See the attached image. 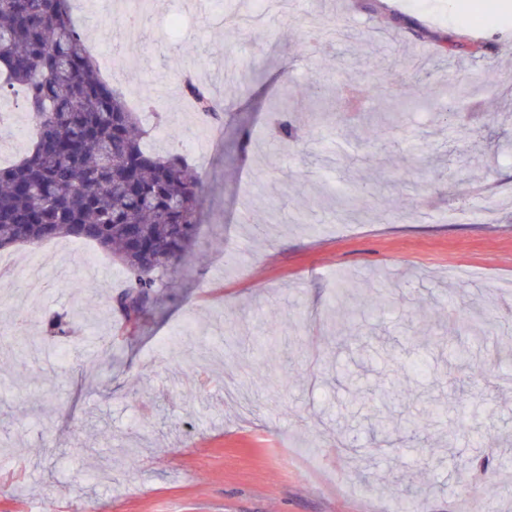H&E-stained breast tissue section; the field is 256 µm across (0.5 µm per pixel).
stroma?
Here are the masks:
<instances>
[{
  "label": "stroma",
  "mask_w": 512,
  "mask_h": 512,
  "mask_svg": "<svg viewBox=\"0 0 512 512\" xmlns=\"http://www.w3.org/2000/svg\"><path fill=\"white\" fill-rule=\"evenodd\" d=\"M389 3L155 0L118 55V0H77L102 73L166 129L147 149L205 176V259L128 324L123 269L96 246L42 244L61 281L17 279L31 249H7L0 512H512V0ZM476 31L480 54L460 44ZM391 61L393 90L372 95ZM186 72L222 93L219 138L158 97ZM284 96L295 142L268 110ZM9 110L5 162L33 128L20 98ZM75 307L71 336L45 335ZM463 387L465 415L432 421ZM384 390L387 438L367 420Z\"/></svg>",
  "instance_id": "1"
}]
</instances>
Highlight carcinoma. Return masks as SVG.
Segmentation results:
<instances>
[{
	"label": "carcinoma",
	"instance_id": "obj_1",
	"mask_svg": "<svg viewBox=\"0 0 512 512\" xmlns=\"http://www.w3.org/2000/svg\"><path fill=\"white\" fill-rule=\"evenodd\" d=\"M21 86L36 132L28 150L0 166V249L69 237L95 244L120 264L116 298L138 317L174 264L194 260L204 193L202 171L181 154L145 149L124 92L102 77L70 0H0V97ZM199 114L220 120L216 92L188 78ZM279 134L297 129L277 103ZM77 317L54 315L49 336H68Z\"/></svg>",
	"mask_w": 512,
	"mask_h": 512
}]
</instances>
